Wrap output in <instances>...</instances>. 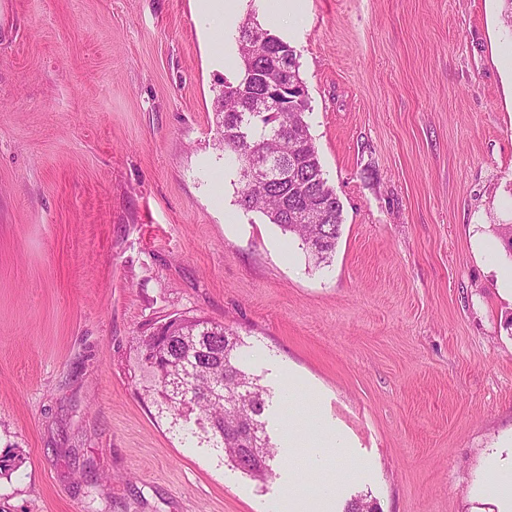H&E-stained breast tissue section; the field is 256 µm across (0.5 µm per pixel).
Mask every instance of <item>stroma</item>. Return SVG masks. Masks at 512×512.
<instances>
[{
	"instance_id": "1",
	"label": "stroma",
	"mask_w": 512,
	"mask_h": 512,
	"mask_svg": "<svg viewBox=\"0 0 512 512\" xmlns=\"http://www.w3.org/2000/svg\"><path fill=\"white\" fill-rule=\"evenodd\" d=\"M195 0H0V512H284L184 443L143 390L142 336L232 326L267 431L344 437L336 512H507L512 28L503 0H300L293 46L343 203L330 263L236 203L214 96L240 68ZM316 390L288 405V387Z\"/></svg>"
}]
</instances>
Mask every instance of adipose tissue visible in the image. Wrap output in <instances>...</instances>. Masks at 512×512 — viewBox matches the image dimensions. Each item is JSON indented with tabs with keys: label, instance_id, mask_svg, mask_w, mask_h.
Wrapping results in <instances>:
<instances>
[{
	"label": "adipose tissue",
	"instance_id": "obj_1",
	"mask_svg": "<svg viewBox=\"0 0 512 512\" xmlns=\"http://www.w3.org/2000/svg\"><path fill=\"white\" fill-rule=\"evenodd\" d=\"M283 447L289 456L307 462L321 475L314 492H307L305 485H296L295 497L288 502V512H332L337 488L336 469L348 459L343 438L319 421L307 431L288 428Z\"/></svg>",
	"mask_w": 512,
	"mask_h": 512
}]
</instances>
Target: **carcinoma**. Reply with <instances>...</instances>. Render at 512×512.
Segmentation results:
<instances>
[{"label": "carcinoma", "instance_id": "1", "mask_svg": "<svg viewBox=\"0 0 512 512\" xmlns=\"http://www.w3.org/2000/svg\"><path fill=\"white\" fill-rule=\"evenodd\" d=\"M236 41L242 70L224 81L216 96V120L222 128L224 153L237 166V205L261 214L270 224L295 237L315 264L336 252L343 224V204L324 177L318 150L305 120L310 111L308 88L291 93L285 109L265 117L247 112L252 99L268 92L262 78L285 55L299 76L298 53L282 37L253 18L238 27ZM264 43L265 53L252 50ZM256 152L274 157L283 182H251L245 168ZM183 335L169 349H158L159 364L138 360L146 371V395L159 412L172 416L186 442L220 451L228 464L257 481L266 480L277 456L266 432L267 389L260 378L240 365V336L221 323L201 316H181Z\"/></svg>", "mask_w": 512, "mask_h": 512}]
</instances>
